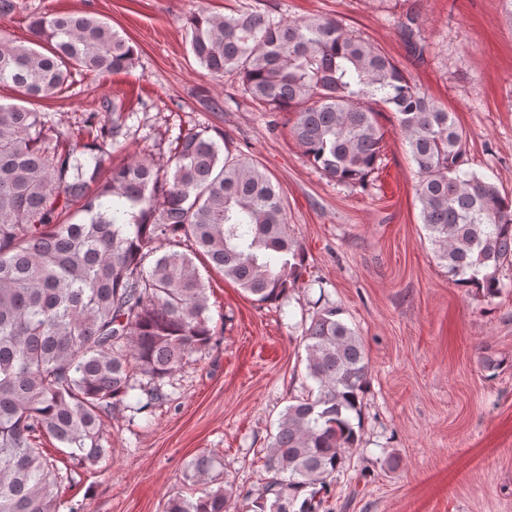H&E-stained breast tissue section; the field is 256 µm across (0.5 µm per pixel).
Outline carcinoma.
Returning a JSON list of instances; mask_svg holds the SVG:
<instances>
[{"instance_id":"obj_1","label":"carcinoma","mask_w":512,"mask_h":512,"mask_svg":"<svg viewBox=\"0 0 512 512\" xmlns=\"http://www.w3.org/2000/svg\"><path fill=\"white\" fill-rule=\"evenodd\" d=\"M29 44L0 38V86L27 99L135 68L137 51L106 23L52 14ZM196 60L238 80L262 112H292L309 164L346 187L379 167L392 112L417 168L416 196L448 277L491 298L512 267V198L462 169L466 133L454 113L384 51L333 18L286 19L255 8L198 11L188 21ZM90 112L92 135L62 131L20 104L0 103V512H60L62 473L43 452L53 439L76 468L109 456L106 418L167 399L184 360L219 336L195 259L207 257L259 304L274 303L306 270L283 193L242 153L221 152L206 127L181 132L161 169L146 158L106 164L130 112ZM80 205L82 218L63 224ZM334 305L302 336L311 395L288 405L266 448L267 481L240 498L201 455L165 512H322L332 479L358 448L370 363ZM243 504H238V500Z\"/></svg>"}]
</instances>
